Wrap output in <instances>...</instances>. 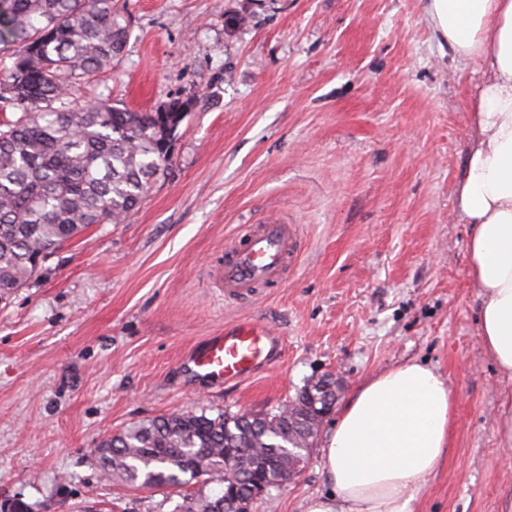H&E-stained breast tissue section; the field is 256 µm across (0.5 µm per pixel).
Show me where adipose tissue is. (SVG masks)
<instances>
[{
  "label": "adipose tissue",
  "instance_id": "adipose-tissue-1",
  "mask_svg": "<svg viewBox=\"0 0 512 512\" xmlns=\"http://www.w3.org/2000/svg\"><path fill=\"white\" fill-rule=\"evenodd\" d=\"M424 15L460 68L480 66L458 207L470 226L479 335L512 380V0H427ZM452 417L450 388L424 364L366 381L322 450L329 490L307 500L304 512H414L421 480L446 456Z\"/></svg>",
  "mask_w": 512,
  "mask_h": 512
}]
</instances>
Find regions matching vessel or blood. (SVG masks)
I'll return each instance as SVG.
<instances>
[{
  "mask_svg": "<svg viewBox=\"0 0 512 512\" xmlns=\"http://www.w3.org/2000/svg\"><path fill=\"white\" fill-rule=\"evenodd\" d=\"M298 258L292 225L269 221L249 225L226 250L214 276L224 287L226 301L236 303L255 289L272 285L282 270ZM281 352V339L260 320L241 317L194 344L185 354V371L210 388L242 384L270 368Z\"/></svg>",
  "mask_w": 512,
  "mask_h": 512,
  "instance_id": "1",
  "label": "vessel or blood"
}]
</instances>
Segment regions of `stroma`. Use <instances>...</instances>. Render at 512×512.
Masks as SVG:
<instances>
[{
	"label": "stroma",
	"instance_id": "35a3bbf8",
	"mask_svg": "<svg viewBox=\"0 0 512 512\" xmlns=\"http://www.w3.org/2000/svg\"><path fill=\"white\" fill-rule=\"evenodd\" d=\"M129 37L77 101L147 112L188 100L165 175L121 224L66 242L0 303V512H172L171 488L104 480L94 450L175 411L266 413L339 378L340 402L408 361L452 391L450 448L416 512H500L512 455L496 431L512 380L478 335L456 186L476 77L424 0H114ZM246 13L238 27L230 15ZM294 225L299 262L229 305L211 278L241 225ZM251 316L283 353L215 392L183 352ZM326 418L297 476L253 512L326 491Z\"/></svg>",
	"mask_w": 512,
	"mask_h": 512
}]
</instances>
